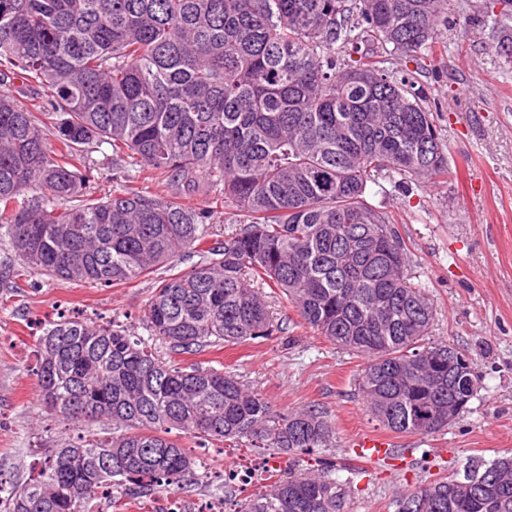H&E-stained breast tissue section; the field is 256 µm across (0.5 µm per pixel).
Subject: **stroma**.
<instances>
[{
	"label": "stroma",
	"mask_w": 512,
	"mask_h": 512,
	"mask_svg": "<svg viewBox=\"0 0 512 512\" xmlns=\"http://www.w3.org/2000/svg\"><path fill=\"white\" fill-rule=\"evenodd\" d=\"M499 0H451L455 25L441 27L436 48L418 60L390 57L395 76L423 88L452 174L384 198L411 255V281L425 285L435 311L431 334L466 349L481 377L470 408L432 436L392 434L412 449V470L369 465L351 487L352 512H397L399 489L439 476L463 477L472 461L512 454V58L500 33L481 18ZM154 282L116 287L57 281L37 270L0 279V474L25 480L43 459L45 443L77 429L42 409L32 369L40 329L66 312L102 316L139 330ZM197 363L234 372L277 409L321 408L336 428V445L303 454L301 470L319 459L343 462L354 441L381 433L356 385L364 361L305 327L260 341L216 346ZM197 460L181 491L152 497L102 498L98 512H198L259 491L287 459L257 448L189 445Z\"/></svg>",
	"instance_id": "1"
}]
</instances>
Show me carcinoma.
<instances>
[{
    "label": "carcinoma",
    "instance_id": "1",
    "mask_svg": "<svg viewBox=\"0 0 512 512\" xmlns=\"http://www.w3.org/2000/svg\"><path fill=\"white\" fill-rule=\"evenodd\" d=\"M490 19L512 51V0ZM449 0H0V84L45 92L32 110L0 92V245L22 268L117 286L155 281L142 328L197 355L284 333L267 286L301 324L365 360L359 390L386 429L430 436L463 415L481 379L469 353L430 338L434 310L408 249L367 195L448 173L423 90L373 46L414 57L437 43ZM367 46L361 50V46ZM360 54L355 59L353 54ZM109 146L107 154L103 146ZM102 158L96 159L93 154ZM125 162L96 196L92 170ZM390 188H385V185ZM199 188L239 227L178 201ZM41 404L112 436L53 444L0 512H95L114 487H179L195 466L173 429L295 457L336 447L315 406L283 412L235 374L164 361L124 325L62 318L36 339ZM336 463L269 475L234 512H350ZM398 512H512V456L402 491ZM95 175V181H93L92 186H94L95 191H97V195H103L105 193L109 194L113 189H118L121 185H132L134 187H139L142 190H153L154 186L151 182H143L142 180L135 181L133 183H123L112 180V170L110 169H101L99 171L93 172ZM148 188V189H145Z\"/></svg>",
    "mask_w": 512,
    "mask_h": 512
}]
</instances>
